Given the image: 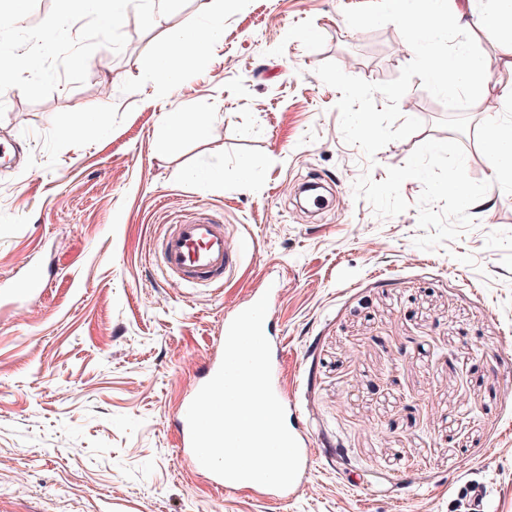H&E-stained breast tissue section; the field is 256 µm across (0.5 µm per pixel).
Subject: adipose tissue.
<instances>
[{
    "label": "adipose tissue",
    "mask_w": 512,
    "mask_h": 512,
    "mask_svg": "<svg viewBox=\"0 0 512 512\" xmlns=\"http://www.w3.org/2000/svg\"><path fill=\"white\" fill-rule=\"evenodd\" d=\"M390 4L392 19H416L426 31L448 14L462 15L473 9V0H390ZM478 24L487 37L504 44V67L512 72V0H489V8L479 15ZM223 34V11L212 9L204 13L174 46L181 67H203L211 47L221 41ZM416 50L422 60L424 76L437 78L440 89L462 88L478 93L487 87V70L470 48H461L440 68L424 45H417Z\"/></svg>",
    "instance_id": "1"
}]
</instances>
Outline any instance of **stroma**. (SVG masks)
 Returning <instances> with one entry per match:
<instances>
[{
    "label": "stroma",
    "mask_w": 512,
    "mask_h": 512,
    "mask_svg": "<svg viewBox=\"0 0 512 512\" xmlns=\"http://www.w3.org/2000/svg\"><path fill=\"white\" fill-rule=\"evenodd\" d=\"M212 6L146 32L127 12V49H97L85 84L0 95V149L26 153L0 165V512H512L500 46L452 18L429 38L437 64L464 43L496 73L481 101L422 75L388 0H224L222 45L158 96L157 61ZM179 112L212 125L164 149ZM311 178L331 186L313 213L294 198ZM190 214L247 251L223 287L153 260ZM273 282L286 424L314 450L285 498L216 486L177 426L225 316ZM493 126L488 133L490 147V168L496 178L500 181L507 179L512 181V140L503 142L499 140L494 131L497 127Z\"/></svg>",
    "instance_id": "35a3bbf8"
}]
</instances>
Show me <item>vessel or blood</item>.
<instances>
[{
    "instance_id": "vessel-or-blood-1",
    "label": "vessel or blood",
    "mask_w": 512,
    "mask_h": 512,
    "mask_svg": "<svg viewBox=\"0 0 512 512\" xmlns=\"http://www.w3.org/2000/svg\"><path fill=\"white\" fill-rule=\"evenodd\" d=\"M243 258L227 245L223 225L201 218L176 224L156 250L158 264L189 287L221 285Z\"/></svg>"
}]
</instances>
